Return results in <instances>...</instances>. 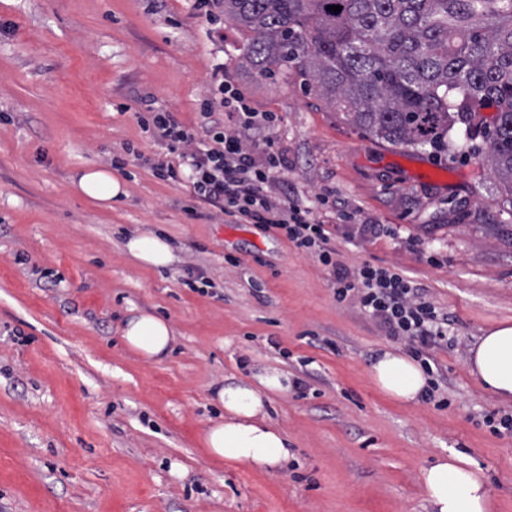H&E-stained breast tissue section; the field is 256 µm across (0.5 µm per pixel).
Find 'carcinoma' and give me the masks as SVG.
Here are the masks:
<instances>
[{
  "instance_id": "1",
  "label": "carcinoma",
  "mask_w": 512,
  "mask_h": 512,
  "mask_svg": "<svg viewBox=\"0 0 512 512\" xmlns=\"http://www.w3.org/2000/svg\"><path fill=\"white\" fill-rule=\"evenodd\" d=\"M221 3L247 32L241 55L259 75L296 72L374 140L444 152L466 125L512 204V0Z\"/></svg>"
}]
</instances>
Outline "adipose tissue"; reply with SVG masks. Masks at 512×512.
Returning <instances> with one entry per match:
<instances>
[{
    "instance_id": "ef3b65f1",
    "label": "adipose tissue",
    "mask_w": 512,
    "mask_h": 512,
    "mask_svg": "<svg viewBox=\"0 0 512 512\" xmlns=\"http://www.w3.org/2000/svg\"><path fill=\"white\" fill-rule=\"evenodd\" d=\"M128 256L138 264L164 268L174 255L169 243L152 232L131 236ZM125 345L147 361L158 362L171 351L175 333L163 318L148 312L127 317L122 328ZM468 369L483 389L502 401H512V325L487 330L471 348ZM375 385L391 399L416 404L428 386V377L412 358L390 350L371 366ZM286 374L267 370L252 381L231 382L213 390L212 398L224 408L222 420L203 433L209 452L230 464L267 470L287 465L292 456L287 434L272 424L267 407L274 395L288 391ZM422 483L431 512H491L492 499L481 469L461 454L442 455L423 468Z\"/></svg>"
}]
</instances>
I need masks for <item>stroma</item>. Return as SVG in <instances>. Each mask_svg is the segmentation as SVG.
I'll use <instances>...</instances> for the list:
<instances>
[{
    "mask_svg": "<svg viewBox=\"0 0 512 512\" xmlns=\"http://www.w3.org/2000/svg\"><path fill=\"white\" fill-rule=\"evenodd\" d=\"M243 40L194 0H0V512H430L421 471L451 451L482 470L493 512H512V432L483 423L512 402L467 367L477 337L512 322V204L474 156L375 142L298 75L256 76ZM219 64L275 115L273 192L334 225L343 263L402 270L447 312L444 406L373 384L381 351L412 348L337 304L315 258L195 204L187 163L179 181L153 175L166 150L138 114L199 126ZM88 168L124 195L75 193ZM140 232L167 240L169 267L130 261ZM192 269L211 288H189ZM134 310L173 326L163 361L126 347ZM273 368L307 383L268 408L293 460L211 457L213 389Z\"/></svg>",
    "mask_w": 512,
    "mask_h": 512,
    "instance_id": "1",
    "label": "stroma"
}]
</instances>
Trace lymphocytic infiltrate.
<instances>
[{
    "label": "lymphocytic infiltrate",
    "instance_id": "f902f5d3",
    "mask_svg": "<svg viewBox=\"0 0 512 512\" xmlns=\"http://www.w3.org/2000/svg\"><path fill=\"white\" fill-rule=\"evenodd\" d=\"M210 93L216 105L203 114L205 136L170 112L156 111L141 121L168 153L190 159L194 198L235 223L277 231L298 252L314 256L330 276L337 303L368 314L385 337L414 344V358L429 367L431 350L448 342L447 314L400 273L368 262L351 269L338 261L329 225L316 220L311 207L271 189L281 159L272 142L260 147L249 140L253 131L271 122V114L254 111L225 81L223 70L213 72Z\"/></svg>",
    "mask_w": 512,
    "mask_h": 512
}]
</instances>
